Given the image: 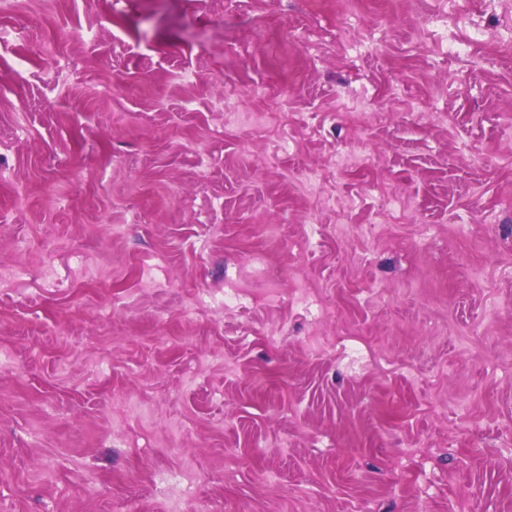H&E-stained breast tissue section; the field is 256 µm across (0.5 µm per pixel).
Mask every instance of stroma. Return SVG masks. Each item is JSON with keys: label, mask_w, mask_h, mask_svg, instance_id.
Wrapping results in <instances>:
<instances>
[{"label": "stroma", "mask_w": 512, "mask_h": 512, "mask_svg": "<svg viewBox=\"0 0 512 512\" xmlns=\"http://www.w3.org/2000/svg\"><path fill=\"white\" fill-rule=\"evenodd\" d=\"M512 512V0H0V512Z\"/></svg>", "instance_id": "35a3bbf8"}]
</instances>
